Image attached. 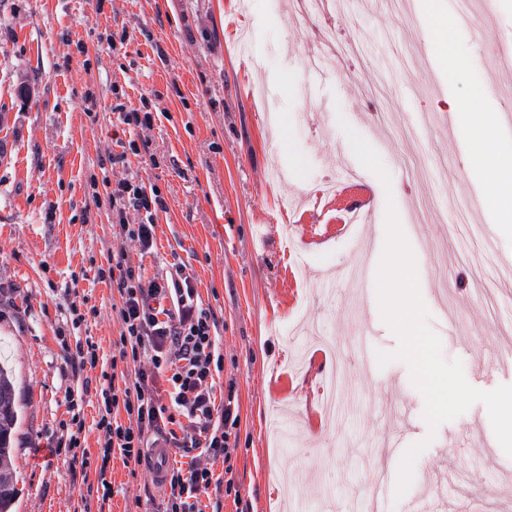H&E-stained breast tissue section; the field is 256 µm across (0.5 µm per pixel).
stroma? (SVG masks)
<instances>
[{"mask_svg": "<svg viewBox=\"0 0 512 512\" xmlns=\"http://www.w3.org/2000/svg\"><path fill=\"white\" fill-rule=\"evenodd\" d=\"M427 0H0V359L22 415L14 429V512H162L164 487L113 457L89 483L106 503L83 504L64 457L50 455L67 417L65 392L109 367L121 326L117 289L100 280L116 242L109 203L91 181L109 155L140 143L128 172L166 202L154 245L130 248L146 278L185 265L198 303L214 314L224 370L216 400L238 421L222 512H296L284 477L309 482L312 512H363L364 490L387 469L397 437L428 440L403 500L385 512H512V457L493 441L486 407L429 433L408 366L381 367L362 346L395 351L378 305L343 276L354 258L377 262L387 199L416 258L421 296L467 382L512 385L497 346L512 339V227L480 200L494 189L476 168L448 99L501 118L495 149L512 152V81L495 50L512 47V0H496L486 37L437 27ZM125 37L123 48L109 46ZM471 65L449 72L447 58ZM147 101L152 124L115 136L113 87ZM388 108L405 115L380 125ZM287 124L278 134L275 117ZM381 157L391 189L366 170L342 130ZM86 298L93 314L72 325ZM92 338L99 366L74 374L57 341ZM346 378L335 415L321 384L335 362ZM443 498L425 497L433 482Z\"/></svg>", "mask_w": 512, "mask_h": 512, "instance_id": "35a3bbf8", "label": "stroma"}]
</instances>
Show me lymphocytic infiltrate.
I'll list each match as a JSON object with an SVG mask.
<instances>
[{"label": "lymphocytic infiltrate", "instance_id": "lymphocytic-infiltrate-1", "mask_svg": "<svg viewBox=\"0 0 512 512\" xmlns=\"http://www.w3.org/2000/svg\"><path fill=\"white\" fill-rule=\"evenodd\" d=\"M109 197L118 245L98 277L111 282L120 294L121 332L108 384L99 390L98 457L106 464L117 454L124 462L137 464L150 438L163 440L187 460L186 467L168 471L164 512H203L200 496L215 482L206 461L227 457V424L234 417L232 407H215V377L224 370V355L214 336L216 319L197 305L189 275L163 286L146 278L129 257V247L145 252L154 243L155 216L166 208L158 188L127 175L113 181ZM166 297L176 302V310L162 307ZM161 375L169 384L164 399L156 387ZM88 394L85 387L67 391L71 418L65 437L54 448L83 477L88 474L90 456L83 446L78 408ZM121 409L128 415L127 422L117 419Z\"/></svg>", "mask_w": 512, "mask_h": 512}]
</instances>
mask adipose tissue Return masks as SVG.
<instances>
[{"instance_id": "obj_1", "label": "adipose tissue", "mask_w": 512, "mask_h": 512, "mask_svg": "<svg viewBox=\"0 0 512 512\" xmlns=\"http://www.w3.org/2000/svg\"><path fill=\"white\" fill-rule=\"evenodd\" d=\"M448 109L458 118L460 128L476 148L486 178L495 189L486 196L485 206L494 211L500 222L512 223V157L492 151L491 145L498 134V124L491 113L472 111L470 104L452 99Z\"/></svg>"}]
</instances>
